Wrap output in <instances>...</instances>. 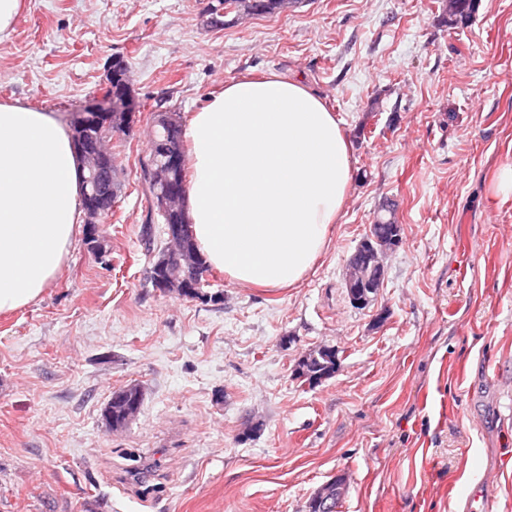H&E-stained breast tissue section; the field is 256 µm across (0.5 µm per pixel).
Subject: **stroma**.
Returning a JSON list of instances; mask_svg holds the SVG:
<instances>
[{
	"instance_id": "1",
	"label": "stroma",
	"mask_w": 512,
	"mask_h": 512,
	"mask_svg": "<svg viewBox=\"0 0 512 512\" xmlns=\"http://www.w3.org/2000/svg\"><path fill=\"white\" fill-rule=\"evenodd\" d=\"M303 0L207 25L211 0H26L0 40V103L72 125L125 61L136 120L116 134L124 188L57 279L0 315V512H468L485 484L512 512V0ZM305 83L351 143L354 181L296 287L157 292L139 231L154 116L188 117L227 83ZM393 204L402 240L354 306L344 267ZM320 346L335 372L295 374ZM135 385L126 428L102 413Z\"/></svg>"
}]
</instances>
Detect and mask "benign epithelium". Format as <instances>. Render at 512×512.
Listing matches in <instances>:
<instances>
[{
	"label": "benign epithelium",
	"mask_w": 512,
	"mask_h": 512,
	"mask_svg": "<svg viewBox=\"0 0 512 512\" xmlns=\"http://www.w3.org/2000/svg\"><path fill=\"white\" fill-rule=\"evenodd\" d=\"M116 80L120 82L123 93L130 94L128 71L113 67L110 69L105 95L112 97ZM132 116L133 113L121 108H90L80 113L73 127L74 144L88 173L87 184L90 190L85 193V224L93 240L96 239L99 220L112 211L123 190L121 169L102 148L104 138L101 131L110 128L114 133L122 132L129 127ZM182 164L181 148L177 138L173 137L166 145L165 163L149 171V180L156 190L155 205L171 221L167 243L162 257L152 268L151 280L154 288L163 293L192 298L197 292V280L194 275L195 260L183 243L185 227L188 225L185 192L179 190L171 178L172 173ZM394 248L391 239L379 233L358 246L344 272V284L353 304L367 305L383 287V259ZM327 355L329 352L322 348L309 352L299 361L297 369L302 373L309 368L318 369V372L310 375V382L317 383L327 376L329 365L320 362ZM139 407V390L131 385L113 396L105 410L104 421L113 429L125 428L135 419ZM345 493L346 483L339 477L333 487L319 493L318 505L324 504L326 509L334 512Z\"/></svg>",
	"instance_id": "1"
}]
</instances>
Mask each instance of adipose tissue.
Wrapping results in <instances>:
<instances>
[{"mask_svg":"<svg viewBox=\"0 0 512 512\" xmlns=\"http://www.w3.org/2000/svg\"><path fill=\"white\" fill-rule=\"evenodd\" d=\"M186 212L210 267L242 288H292L325 252L346 202L349 145L333 112L296 79L225 86L189 115ZM81 158L49 113L0 103V313L56 279L81 214Z\"/></svg>","mask_w":512,"mask_h":512,"instance_id":"adipose-tissue-1","label":"adipose tissue"}]
</instances>
